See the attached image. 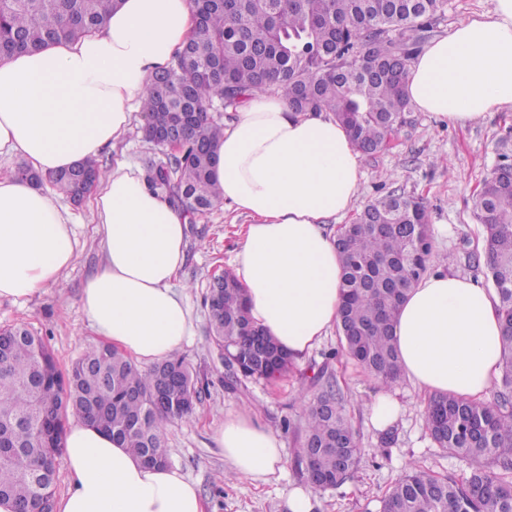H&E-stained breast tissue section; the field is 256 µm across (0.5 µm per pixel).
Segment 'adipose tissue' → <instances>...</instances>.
<instances>
[{"mask_svg": "<svg viewBox=\"0 0 512 512\" xmlns=\"http://www.w3.org/2000/svg\"><path fill=\"white\" fill-rule=\"evenodd\" d=\"M494 2L411 61L406 92L420 111L466 125L512 109V0ZM195 26L192 0H121L77 42L0 60V158L51 174L118 142ZM214 178L250 219L234 256L250 316L301 360L337 321L341 267L323 226L356 199L359 152L331 113L259 94L225 127ZM91 208L104 254L80 298L91 329L139 366L168 359L195 334L179 284L189 215L129 159L94 185ZM77 227L56 191L0 174V299L22 305L59 284ZM502 336L492 290L442 270L410 288L394 329L404 375L420 391L463 399L487 398ZM216 442L234 476L268 482L285 469L278 435L251 414L226 415ZM63 461L71 480L55 512H204L178 469L145 467L85 419H69Z\"/></svg>", "mask_w": 512, "mask_h": 512, "instance_id": "obj_1", "label": "adipose tissue"}]
</instances>
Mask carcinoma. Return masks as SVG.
<instances>
[{"mask_svg": "<svg viewBox=\"0 0 512 512\" xmlns=\"http://www.w3.org/2000/svg\"><path fill=\"white\" fill-rule=\"evenodd\" d=\"M200 20L189 54L150 83L142 111L164 122L179 112L195 117L180 150L147 163L149 185L175 204L204 217L219 205L213 152L224 124L210 115L215 103L236 107L248 93H281L297 112H330L358 150H386L396 120L412 108L407 67L433 29L445 0H193ZM119 0H0V55L76 42L92 33ZM105 175L90 159L31 181H48L73 198L78 177ZM482 248L468 253L484 265L498 297L503 324L501 376L492 399L428 398L426 423L439 447L475 462L461 479L410 468L379 500L377 512H512V181L491 173L474 198ZM369 228L344 239L337 227L341 305L337 329L342 353L387 386L402 370L393 337L409 289L430 269L432 238L422 198L390 192L355 218ZM212 340L226 348L224 369L234 378L272 379L291 366L276 340L253 333L243 290L224 272L217 292L204 298ZM177 381L185 402H156ZM321 387L305 411L302 445L314 444L327 487L349 479L359 441L335 377L323 370ZM200 401L197 376L182 358L140 369L103 344H90L65 372L48 341L22 324L0 328V499L15 512L52 509L53 474L62 464L64 422L84 418L149 466L169 463L162 422L188 420Z\"/></svg>", "mask_w": 512, "mask_h": 512, "instance_id": "carcinoma-1", "label": "carcinoma"}]
</instances>
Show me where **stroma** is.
<instances>
[{
	"mask_svg": "<svg viewBox=\"0 0 512 512\" xmlns=\"http://www.w3.org/2000/svg\"><path fill=\"white\" fill-rule=\"evenodd\" d=\"M410 118L411 125L398 132L389 149L361 156L363 176L353 209L361 211L368 202L392 191L424 198L434 256L456 255L449 273L484 283L483 272L469 268L464 260L466 251L480 238L481 227L473 214L474 193L502 155L512 156V110L463 127L417 110ZM440 155L446 157L447 168L435 166ZM123 157L143 165L164 160L165 155L144 140L142 125L137 122L115 146L103 150L97 161L108 171ZM72 212L81 224L79 245L60 283L22 306L0 300V328L27 325L49 342L63 368L95 340L80 296L103 258L89 203L73 207ZM246 222V216L220 204L188 225L187 256L180 273L181 282L190 287L189 302L197 318L196 334L180 354L201 379V404L191 420L165 422L163 430L171 466L196 484L207 512H289V491L306 485L298 470L303 412L319 389L314 378L324 368L334 374L344 392L345 409L358 435L361 454L353 476L340 487L310 490L312 512H374L380 497L413 465L441 475H467L471 461L449 455L431 439L426 427V394L406 378L383 387L354 361L339 355L337 330H329L319 347L273 382L245 378L227 382L211 342L203 295L212 276L232 268L240 243L238 232ZM386 390L397 399L400 411L392 423L379 427L371 420L370 408ZM243 410L278 431L288 459L280 479L266 484L237 478L217 483L216 477L225 472L226 465L224 452L215 443V430L226 414ZM286 419L293 423L292 432L281 429Z\"/></svg>",
	"mask_w": 512,
	"mask_h": 512,
	"instance_id": "35a3bbf8",
	"label": "stroma"
}]
</instances>
